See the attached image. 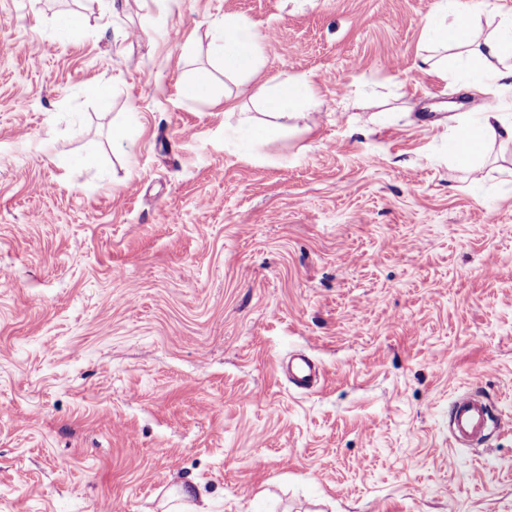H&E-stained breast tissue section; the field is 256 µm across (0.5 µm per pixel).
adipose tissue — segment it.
Masks as SVG:
<instances>
[{"label": "adipose tissue", "instance_id": "adipose-tissue-1", "mask_svg": "<svg viewBox=\"0 0 512 512\" xmlns=\"http://www.w3.org/2000/svg\"><path fill=\"white\" fill-rule=\"evenodd\" d=\"M471 9L440 8L427 22L425 35L428 42L439 48L476 46L480 57L504 60L512 58V12H506L505 22L487 35L481 43L473 41ZM212 47L224 68L225 76L235 79L239 93H246L250 77L262 65L260 41L247 34L246 24L237 17H225L223 24L213 30ZM476 80L479 85L492 89V104L477 113L457 115L448 142L454 160L465 164L472 174H479L487 139L503 144L512 143V113L506 109L512 102V67L481 70ZM317 96L304 78L272 77L262 98L264 108L275 120L294 116L299 106L316 102ZM273 124L260 130V139H269L275 132Z\"/></svg>", "mask_w": 512, "mask_h": 512}]
</instances>
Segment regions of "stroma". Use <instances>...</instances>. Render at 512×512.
<instances>
[{
	"mask_svg": "<svg viewBox=\"0 0 512 512\" xmlns=\"http://www.w3.org/2000/svg\"><path fill=\"white\" fill-rule=\"evenodd\" d=\"M440 6L0 0V512H512V426L448 434L462 392L512 417V148L449 162L487 94L419 71ZM228 15L263 43L233 114ZM279 73L322 104L259 145ZM211 74L206 69H198L194 76L185 81L183 91L187 97L202 98L208 96ZM277 370L285 371L288 382L304 391L313 390L322 374L319 364L302 352L292 354L286 367L283 361L278 362Z\"/></svg>",
	"mask_w": 512,
	"mask_h": 512,
	"instance_id": "obj_1",
	"label": "stroma"
}]
</instances>
